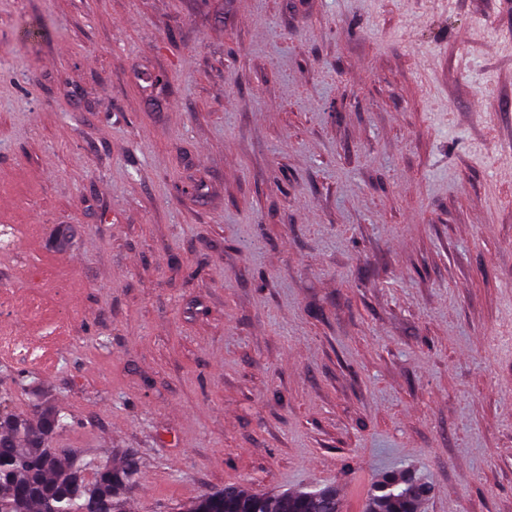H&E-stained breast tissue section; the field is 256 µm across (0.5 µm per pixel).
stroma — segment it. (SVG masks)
<instances>
[{
    "mask_svg": "<svg viewBox=\"0 0 512 512\" xmlns=\"http://www.w3.org/2000/svg\"><path fill=\"white\" fill-rule=\"evenodd\" d=\"M0 289L130 512L404 466L512 512V0H0Z\"/></svg>",
    "mask_w": 512,
    "mask_h": 512,
    "instance_id": "stroma-1",
    "label": "stroma"
}]
</instances>
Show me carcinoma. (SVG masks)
I'll return each instance as SVG.
<instances>
[{
    "mask_svg": "<svg viewBox=\"0 0 512 512\" xmlns=\"http://www.w3.org/2000/svg\"><path fill=\"white\" fill-rule=\"evenodd\" d=\"M67 426L45 390L25 412L0 409V512H128L136 460L114 466L54 442L52 434ZM415 483L402 472L383 475L366 512H420L424 497ZM176 512H342V505L332 487L258 495L228 486L184 502Z\"/></svg>",
    "mask_w": 512,
    "mask_h": 512,
    "instance_id": "1",
    "label": "carcinoma"
}]
</instances>
